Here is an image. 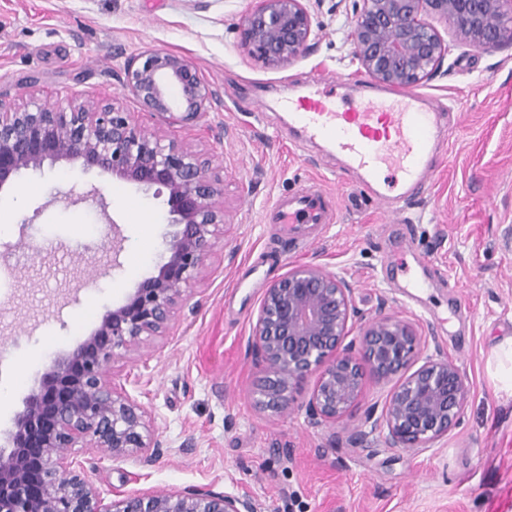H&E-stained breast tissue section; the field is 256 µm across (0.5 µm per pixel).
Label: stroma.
<instances>
[{
	"instance_id": "1",
	"label": "stroma",
	"mask_w": 512,
	"mask_h": 512,
	"mask_svg": "<svg viewBox=\"0 0 512 512\" xmlns=\"http://www.w3.org/2000/svg\"><path fill=\"white\" fill-rule=\"evenodd\" d=\"M322 0L309 53L280 68L254 59L238 27L255 0H0V98L37 90L53 100L79 93L111 99L209 157L224 179V236L168 335L112 367L116 383L153 419L163 454L139 467L107 460L92 474L104 500L114 490H210L250 494L258 512H512V395L498 391L487 362L512 336V45L490 53L454 44L439 73L418 89L451 115L429 195L408 204L374 199L324 145L289 131L276 101L328 79L337 94L367 76L351 64L350 16ZM147 48L185 56L214 92L197 126L144 112L123 83L127 62ZM332 195L335 218L280 238L266 210L300 185ZM101 189L108 202L91 200ZM0 433L51 359L71 349L155 270L166 205L109 175L60 163L20 175L0 191ZM36 225L26 229L25 218ZM124 240L111 276L94 262L112 232ZM36 240L40 253L22 246ZM426 260L427 288L403 285L396 265ZM314 263L345 278L359 311L351 336L381 314L411 322L420 349L442 352L470 393L459 424L412 456L375 441L348 445L367 410L383 406L394 381L365 372L356 407L314 426L307 379L286 411L257 407L250 335L269 284Z\"/></svg>"
}]
</instances>
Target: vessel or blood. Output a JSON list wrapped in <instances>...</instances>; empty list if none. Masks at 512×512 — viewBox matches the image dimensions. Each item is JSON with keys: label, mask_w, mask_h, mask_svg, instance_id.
<instances>
[{"label": "vessel or blood", "mask_w": 512, "mask_h": 512, "mask_svg": "<svg viewBox=\"0 0 512 512\" xmlns=\"http://www.w3.org/2000/svg\"><path fill=\"white\" fill-rule=\"evenodd\" d=\"M290 125L308 141L327 144L361 184L378 198L414 200L433 175L442 112L414 90H373L355 98L335 97L311 87L288 99ZM332 211L317 184L277 199L267 213L272 224L295 236L305 225L329 223Z\"/></svg>", "instance_id": "b4317fda"}]
</instances>
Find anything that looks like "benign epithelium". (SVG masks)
<instances>
[{"label": "benign epithelium", "instance_id": "benign-epithelium-1", "mask_svg": "<svg viewBox=\"0 0 512 512\" xmlns=\"http://www.w3.org/2000/svg\"><path fill=\"white\" fill-rule=\"evenodd\" d=\"M256 0L239 26L241 43L257 60L280 67L311 48L309 3ZM452 24L469 45L512 44V0H353L352 61L375 80L412 87L432 78L450 45L428 21ZM125 82L141 108L183 126L205 116L213 91L181 55L143 51L125 68ZM78 163L136 185L167 206L165 255L118 306L68 352L55 357L5 443H0V512H257L248 494L207 490L117 491L104 502L81 457L104 452L114 460L153 464L162 455L151 413L112 380L118 357L167 334L186 293L201 280L224 234L223 180L191 146L144 129L132 113L108 99L0 100V191L27 170ZM357 315L346 279L304 264L264 292L251 333L260 378L255 403L281 412L312 374L307 403L313 424L330 426L357 404L362 364L397 384L382 410L366 414L370 431L352 430L347 442L372 451L369 436L419 455L448 436L460 420L469 386L446 356L420 357L410 322L384 315L362 333L361 354L344 352Z\"/></svg>", "mask_w": 512, "mask_h": 512}]
</instances>
